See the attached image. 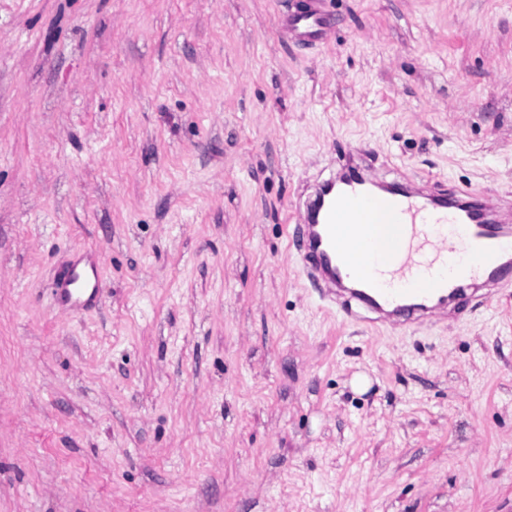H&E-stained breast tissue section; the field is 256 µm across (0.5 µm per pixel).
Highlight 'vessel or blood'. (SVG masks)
Returning a JSON list of instances; mask_svg holds the SVG:
<instances>
[{"mask_svg":"<svg viewBox=\"0 0 512 512\" xmlns=\"http://www.w3.org/2000/svg\"><path fill=\"white\" fill-rule=\"evenodd\" d=\"M333 19L325 0L288 12L283 28L300 41L325 42ZM349 225L340 235L339 221ZM390 224V239L373 225ZM512 199L434 191L429 183L379 180L371 155L356 149L315 185L293 227L300 271L347 318L419 324L483 304L512 285Z\"/></svg>","mask_w":512,"mask_h":512,"instance_id":"b4317fda","label":"vessel or blood"}]
</instances>
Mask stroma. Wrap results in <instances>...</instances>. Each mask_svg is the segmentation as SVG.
Wrapping results in <instances>:
<instances>
[{
	"instance_id": "stroma-1",
	"label": "stroma",
	"mask_w": 512,
	"mask_h": 512,
	"mask_svg": "<svg viewBox=\"0 0 512 512\" xmlns=\"http://www.w3.org/2000/svg\"><path fill=\"white\" fill-rule=\"evenodd\" d=\"M296 2L0 0V512H512V286L350 323L289 237L358 147L512 195V0ZM326 0H311L310 6L300 12L288 11L283 17V28L300 41L316 45L325 42L333 19L325 8Z\"/></svg>"
}]
</instances>
